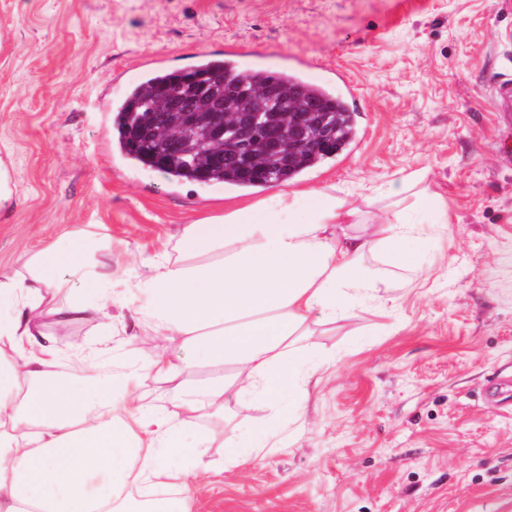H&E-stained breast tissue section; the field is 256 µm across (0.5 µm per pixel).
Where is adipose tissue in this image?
<instances>
[{
    "instance_id": "adipose-tissue-1",
    "label": "adipose tissue",
    "mask_w": 512,
    "mask_h": 512,
    "mask_svg": "<svg viewBox=\"0 0 512 512\" xmlns=\"http://www.w3.org/2000/svg\"><path fill=\"white\" fill-rule=\"evenodd\" d=\"M412 173L392 193L389 217L359 234L362 211L325 189H279L231 201L184 225L174 246L150 262L140 282L112 268V242L82 227L31 252L22 273L0 274V512H187L195 480L209 473L211 443L234 404L250 398L269 421L287 401L301 416L317 374L335 364L310 342L318 329L368 301L383 315L379 261L418 274L412 250L446 230L448 203ZM132 312L153 335L174 336L181 357L153 354L128 339L76 348L85 376L59 378V353L37 331L38 316L77 321L106 309ZM121 355L112 376L101 360ZM220 365L222 378L199 385L192 367ZM164 385L170 408L144 404V377ZM202 423L192 459L177 436ZM242 465L287 442L267 426L229 434ZM150 491L138 501L129 486ZM174 488L178 502L153 496Z\"/></svg>"
}]
</instances>
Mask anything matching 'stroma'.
I'll list each match as a JSON object with an SVG mask.
<instances>
[{"label": "stroma", "mask_w": 512, "mask_h": 512, "mask_svg": "<svg viewBox=\"0 0 512 512\" xmlns=\"http://www.w3.org/2000/svg\"><path fill=\"white\" fill-rule=\"evenodd\" d=\"M0 155L16 206L0 218V272L82 226L112 240V266L147 280L149 258L226 198L269 188L176 183L133 164L98 102L120 104L152 58L179 68L239 44L249 65L314 61L354 85L358 133L298 185L386 213L392 181L421 173L448 201L426 275L391 289L392 318L355 304L313 343L320 373L296 444L214 470L190 512H512V5L504 0H0ZM62 358L102 320L44 319Z\"/></svg>", "instance_id": "1"}]
</instances>
